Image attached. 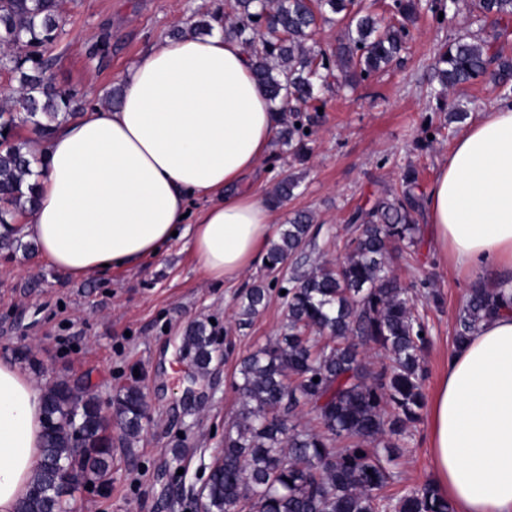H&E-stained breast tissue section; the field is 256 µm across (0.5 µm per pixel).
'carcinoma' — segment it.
I'll use <instances>...</instances> for the list:
<instances>
[{
	"label": "carcinoma",
	"instance_id": "carcinoma-1",
	"mask_svg": "<svg viewBox=\"0 0 512 512\" xmlns=\"http://www.w3.org/2000/svg\"><path fill=\"white\" fill-rule=\"evenodd\" d=\"M62 0H0V46L22 55H0V70L18 76L20 96L0 107V226L37 202L27 183L38 163L28 143L16 135L18 122L32 124L43 139L60 120L77 115L74 95L57 89L49 72L62 21ZM496 28L494 40L459 36L437 49L432 70L439 97L459 85L484 81L512 95V52L508 51L512 0H391L395 22L382 26L361 0H235L224 34L245 49L257 82L276 112L280 141L288 151H305L304 106L318 100L314 90L338 71L345 84L367 81L396 61L405 49L408 25L422 10L443 26L460 5ZM321 23L341 27L334 51L312 43ZM405 189L348 217L353 235L338 263L311 265L313 217L298 213L281 225L268 249L266 268L279 274L273 284H255L240 297L237 316L251 322L265 307L272 287L282 296L286 321L275 339L242 357L234 388L241 409L224 431V444L201 487L202 512H451L448 499L425 482L387 493L392 466L421 419L426 372L422 355L428 328L412 297L427 282L405 283L392 267L394 251L419 242L417 216L424 195L417 176L404 175ZM299 178L277 180L273 198L293 195ZM512 305L504 294L474 284L459 310L455 342L474 335L481 321ZM377 347L385 362L376 368L363 348ZM184 350L200 374L220 352L204 321L189 324ZM318 381H313V378ZM308 405L316 424L301 422L297 409ZM45 417L41 459L19 512H74L75 485L59 469L75 471L83 484L102 488L112 481V429L119 441L139 436L147 417L144 394L136 384L112 398V417L102 414L100 398L76 393L65 378L43 390ZM80 447H75V443Z\"/></svg>",
	"mask_w": 512,
	"mask_h": 512
}]
</instances>
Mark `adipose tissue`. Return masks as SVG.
Segmentation results:
<instances>
[{
  "label": "adipose tissue",
  "instance_id": "adipose-tissue-1",
  "mask_svg": "<svg viewBox=\"0 0 512 512\" xmlns=\"http://www.w3.org/2000/svg\"><path fill=\"white\" fill-rule=\"evenodd\" d=\"M121 83L117 105L89 103L35 144L38 203L12 234L76 280L158 257L182 224L209 280L263 263L276 213L254 179L277 124L240 43L158 39ZM427 205L437 253L512 294V103L462 132ZM429 412L433 482L455 512H512V310L451 348ZM43 434L41 389L0 358V512L26 498Z\"/></svg>",
  "mask_w": 512,
  "mask_h": 512
}]
</instances>
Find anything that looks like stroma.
<instances>
[{"instance_id":"stroma-1","label":"stroma","mask_w":512,"mask_h":512,"mask_svg":"<svg viewBox=\"0 0 512 512\" xmlns=\"http://www.w3.org/2000/svg\"><path fill=\"white\" fill-rule=\"evenodd\" d=\"M211 6L212 0H63L54 82L109 102L120 73L155 39L171 36L181 21L205 14ZM105 30L112 34L108 56H91V47ZM478 30L475 19L463 12L442 28L429 18L418 19L407 50L395 64L356 90L321 89L325 106L311 115L305 160L273 144L259 185L271 191L285 170L300 177L293 196L278 207L277 221L287 223L298 211L313 216V259L336 262L349 234V213L399 190L406 169H415L422 190H430L441 162L464 130L449 123L447 111L437 105L432 58L449 38ZM425 113L433 116L437 133L421 149L417 143L425 137ZM420 237L416 254L403 255L396 267L404 281L429 279L443 297L439 307L425 296L416 298L429 328L424 356V394L429 397L447 370L456 316L471 280L442 262L428 232ZM269 279L266 267L259 265L232 282L208 280L183 232L159 258L83 281L37 260L22 237L0 246V357L29 349L44 367L35 379L40 387L63 377L105 401L131 383L145 395L148 420L143 431L115 448L106 492L76 490L81 512H170L169 498L203 485L224 430L241 407L230 386L238 361L275 339L283 323L282 302L275 293L251 325L237 322L240 295ZM210 319L219 334L232 337L234 350L214 358L199 395L187 401L182 392L192 365L179 348V338L189 323ZM428 430L425 419L413 429L408 450L395 466V489L432 480ZM178 443L186 459L176 483L165 462Z\"/></svg>"}]
</instances>
